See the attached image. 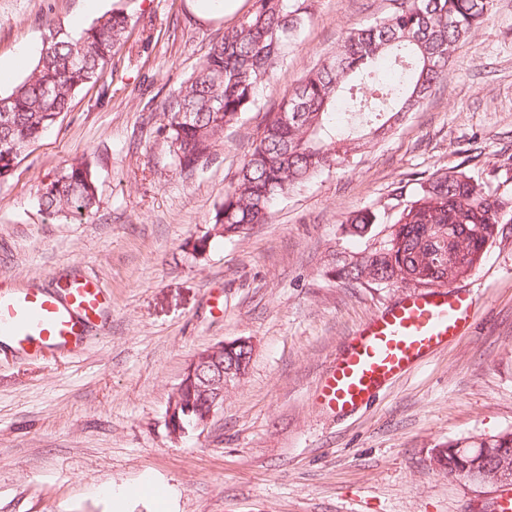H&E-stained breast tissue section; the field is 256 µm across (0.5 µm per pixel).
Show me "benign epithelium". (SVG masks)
<instances>
[{"mask_svg": "<svg viewBox=\"0 0 512 512\" xmlns=\"http://www.w3.org/2000/svg\"><path fill=\"white\" fill-rule=\"evenodd\" d=\"M254 350L246 337L197 352L184 369L165 412V426L171 439L208 426L216 411L224 406V388L247 374L243 356ZM498 438L473 437L448 444L432 453L430 465L437 470L450 469L452 475L470 483L486 486L512 484V455L494 447ZM493 460V466L486 465Z\"/></svg>", "mask_w": 512, "mask_h": 512, "instance_id": "benign-epithelium-1", "label": "benign epithelium"}]
</instances>
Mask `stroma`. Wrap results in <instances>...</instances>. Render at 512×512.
<instances>
[{
  "label": "stroma",
  "mask_w": 512,
  "mask_h": 512,
  "mask_svg": "<svg viewBox=\"0 0 512 512\" xmlns=\"http://www.w3.org/2000/svg\"><path fill=\"white\" fill-rule=\"evenodd\" d=\"M287 57L256 106L226 127L208 162L182 173L159 133L169 95L235 17L199 18L189 0H133L129 38L103 79L0 180V276L21 286L82 265L112 295L84 354L25 358L0 349V512H495L496 490L433 471V449L512 431V224L462 287L472 331L430 355L363 409L313 402L349 336L402 288L340 279L346 259L384 239L418 180L462 169L489 190L512 169V0L455 51L421 106L350 165L279 200L269 223L192 244L276 111L346 30L392 0H308ZM120 0H0V61L27 49L22 81L49 27L75 31ZM88 160L98 209L50 217L37 188ZM380 216L350 235L347 213ZM254 342L245 377L205 431L170 439L165 412L187 362L222 341ZM134 496H120L130 485Z\"/></svg>",
  "instance_id": "obj_1"
}]
</instances>
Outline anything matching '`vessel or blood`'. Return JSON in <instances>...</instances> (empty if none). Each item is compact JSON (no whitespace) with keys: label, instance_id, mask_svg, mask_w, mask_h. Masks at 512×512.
Segmentation results:
<instances>
[{"label":"vessel or blood","instance_id":"b4317fda","mask_svg":"<svg viewBox=\"0 0 512 512\" xmlns=\"http://www.w3.org/2000/svg\"><path fill=\"white\" fill-rule=\"evenodd\" d=\"M101 282L82 270L28 287L0 277V338L23 356L82 353L91 330L108 313ZM475 301L454 288L420 290L367 319L326 370L316 401L343 415L354 412L425 358L467 333Z\"/></svg>","mask_w":512,"mask_h":512}]
</instances>
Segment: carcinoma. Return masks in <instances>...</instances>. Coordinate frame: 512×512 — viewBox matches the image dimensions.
<instances>
[{
	"instance_id": "1",
	"label": "carcinoma",
	"mask_w": 512,
	"mask_h": 512,
	"mask_svg": "<svg viewBox=\"0 0 512 512\" xmlns=\"http://www.w3.org/2000/svg\"><path fill=\"white\" fill-rule=\"evenodd\" d=\"M374 24L352 28L336 55L309 70L286 94L253 142L252 151L215 212L211 231L235 237L266 224L274 204L324 170L350 162L373 139L415 111L439 82L458 44L483 23L492 0H395ZM308 14L305 0H253L252 8L224 30L199 69L169 95L160 132L174 165L191 171L210 156L224 128L255 107L258 92L282 60ZM124 10L104 14L81 32L59 30L44 39L31 74L0 94V179L41 139L73 95L102 79L113 50L127 37ZM39 206L52 216L91 218L97 210L90 164L76 160L37 188ZM378 214L359 210L346 218L362 236ZM393 223L401 237L371 253L362 267H343L348 281L395 285L404 274L423 276L427 288L466 278L440 259L451 250L481 261L504 224H512V194H491L464 171L436 172L419 180L415 199Z\"/></svg>"
}]
</instances>
